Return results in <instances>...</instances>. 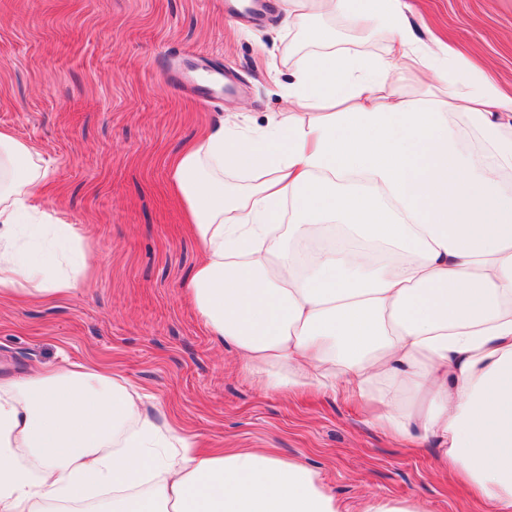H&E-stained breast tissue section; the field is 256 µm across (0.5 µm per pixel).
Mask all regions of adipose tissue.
I'll use <instances>...</instances> for the list:
<instances>
[{"mask_svg":"<svg viewBox=\"0 0 512 512\" xmlns=\"http://www.w3.org/2000/svg\"><path fill=\"white\" fill-rule=\"evenodd\" d=\"M404 0H280L319 52L300 57L290 109L244 132L236 116L172 163L201 258L186 283L214 336L271 392L351 393L401 437L512 512V96L422 47ZM346 13L393 35L381 60L312 29ZM425 78L404 97V71ZM462 126L454 128L451 115ZM483 145L475 160L461 130ZM0 131V301L63 297L87 273L71 224H33L42 175ZM68 254L27 253L17 229ZM127 381L65 364L0 376V512H340L298 461L254 448L202 453L140 411Z\"/></svg>","mask_w":512,"mask_h":512,"instance_id":"adipose-tissue-1","label":"adipose tissue"}]
</instances>
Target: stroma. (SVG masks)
<instances>
[{
	"label": "stroma",
	"mask_w": 512,
	"mask_h": 512,
	"mask_svg": "<svg viewBox=\"0 0 512 512\" xmlns=\"http://www.w3.org/2000/svg\"><path fill=\"white\" fill-rule=\"evenodd\" d=\"M407 2L423 43H453L512 89V0ZM315 24L352 56L382 57L391 44L388 30L362 37L344 15ZM308 51L280 16L245 24L224 0H0V130L46 173L31 212L75 225L92 262L75 295L0 302V373L105 366L143 389L144 413L180 421L201 450L302 461L340 512H362L373 495L418 512H490L433 441L393 437L355 399L264 391L183 296L198 249L172 158L229 114L252 129L287 111L293 63ZM175 59L235 72L247 91L200 104L162 72Z\"/></svg>",
	"instance_id": "1"
}]
</instances>
